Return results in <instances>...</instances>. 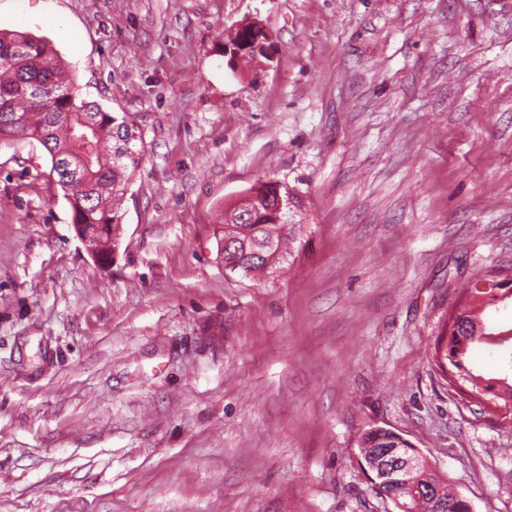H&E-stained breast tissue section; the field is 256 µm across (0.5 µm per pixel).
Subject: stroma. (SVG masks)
Returning <instances> with one entry per match:
<instances>
[{"label": "stroma", "instance_id": "obj_1", "mask_svg": "<svg viewBox=\"0 0 512 512\" xmlns=\"http://www.w3.org/2000/svg\"><path fill=\"white\" fill-rule=\"evenodd\" d=\"M247 21L269 59L230 66ZM143 160L112 264L36 140L0 147V512H395L358 439L402 434L472 512H512V423L432 361L512 276V0H0ZM301 199L273 275L224 208Z\"/></svg>", "mask_w": 512, "mask_h": 512}]
</instances>
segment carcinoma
<instances>
[{"instance_id":"obj_1","label":"carcinoma","mask_w":512,"mask_h":512,"mask_svg":"<svg viewBox=\"0 0 512 512\" xmlns=\"http://www.w3.org/2000/svg\"><path fill=\"white\" fill-rule=\"evenodd\" d=\"M14 112L26 116V121L11 124L4 119ZM73 121L91 126L89 139L72 137ZM17 135L37 140L48 152L50 174L57 175L56 184L70 197L76 233L83 236L90 226L94 228L93 240L89 241L93 250L117 247L122 223L121 200L142 162L141 151L134 147V142L139 140L136 126L124 115L115 116L95 102L78 98L72 78L46 41L18 30H0V143ZM62 161L68 168L64 177L57 174V164ZM268 186V182L260 180L249 189L247 220L239 221L241 208L229 213L228 220L239 227L240 241L224 250V270L245 277L257 272L269 275L287 262L288 224L300 201L288 185H282L281 192L293 197V207L276 214L268 208ZM266 241L274 242V248L264 250L268 257L264 261L253 251L263 250ZM466 298L469 309L451 315L442 324L432 359L443 374H451L479 402L512 409V386L496 387L474 374L468 363L472 344L490 342V334L476 325L475 308L493 303L496 295L480 289L476 282ZM459 321L467 324L472 334L459 338L454 330ZM360 445L366 449V458L377 448H401L407 454H414V446L408 440L383 428L364 433ZM422 487L431 488L440 508H435L429 500L417 499V491ZM400 500L407 506V512L439 509L471 512L468 501L452 489L445 475L427 459L400 486Z\"/></svg>"}]
</instances>
